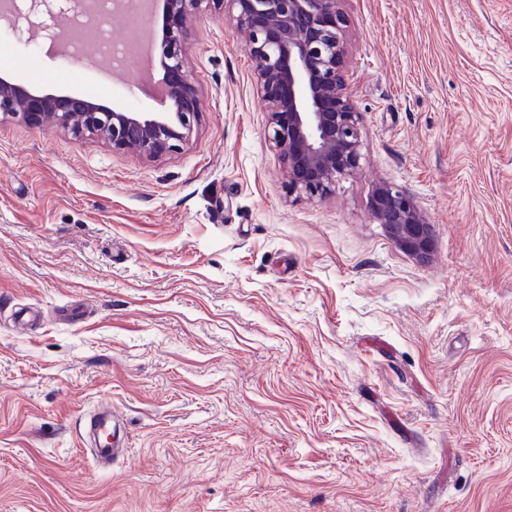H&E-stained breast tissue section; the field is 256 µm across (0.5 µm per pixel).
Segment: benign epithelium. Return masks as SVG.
I'll return each instance as SVG.
<instances>
[{
	"label": "benign epithelium",
	"instance_id": "obj_1",
	"mask_svg": "<svg viewBox=\"0 0 512 512\" xmlns=\"http://www.w3.org/2000/svg\"><path fill=\"white\" fill-rule=\"evenodd\" d=\"M224 1L236 12L265 103L266 138L287 176L288 196L322 198L360 166L362 113L345 75L347 18L342 0H163L167 22L154 36L151 66L172 112H118L82 96L40 94L0 78V114L39 124L47 116L73 137L100 136L112 148L145 156L169 152L190 139L200 103L184 66L191 39L189 15ZM17 0H0V19L20 33L37 24L38 0L28 12ZM371 210L376 223L405 253L429 259L432 227L414 198L383 182Z\"/></svg>",
	"mask_w": 512,
	"mask_h": 512
}]
</instances>
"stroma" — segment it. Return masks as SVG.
<instances>
[{"label": "stroma", "instance_id": "35a3bbf8", "mask_svg": "<svg viewBox=\"0 0 512 512\" xmlns=\"http://www.w3.org/2000/svg\"><path fill=\"white\" fill-rule=\"evenodd\" d=\"M341 7L362 159L323 198L286 194L219 8L179 150L0 116V512H512V0ZM110 71L0 31L13 82L160 111ZM384 181L427 262L374 221ZM371 210L374 220L405 253L426 262L432 250V227L414 198L402 188L382 182ZM112 417L114 419L112 407H106L89 420V432L98 436L97 443L91 449L98 465L111 463L118 451L115 443H112Z\"/></svg>", "mask_w": 512, "mask_h": 512}]
</instances>
